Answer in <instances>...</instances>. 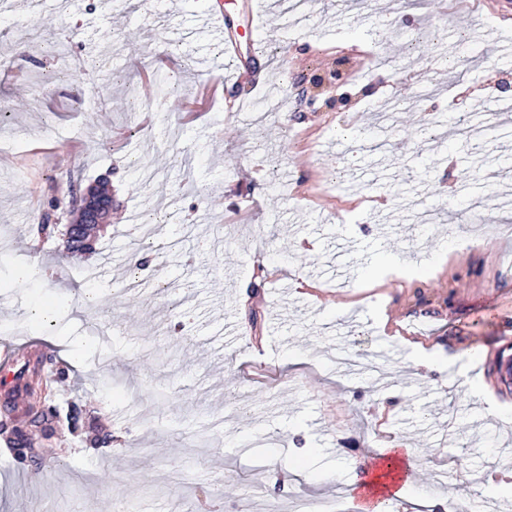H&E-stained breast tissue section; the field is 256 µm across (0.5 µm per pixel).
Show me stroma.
I'll return each mask as SVG.
<instances>
[{
  "label": "stroma",
  "mask_w": 512,
  "mask_h": 512,
  "mask_svg": "<svg viewBox=\"0 0 512 512\" xmlns=\"http://www.w3.org/2000/svg\"><path fill=\"white\" fill-rule=\"evenodd\" d=\"M209 2L42 0L33 40L0 11V340H35L29 381L58 414L35 457L0 444V512H263L334 494L399 443L414 487L483 501L472 472L512 443V128L492 114L512 89V0L461 16L433 0L254 15L256 0H219L224 31L204 35ZM371 53L392 68L332 89L346 107L276 110L292 81ZM160 55L173 94L132 108ZM201 59L245 76H214L188 122ZM460 92L466 140L448 112ZM100 183L112 215L92 255L38 233L70 186ZM152 219L159 247L133 266ZM386 254L408 275L362 288ZM28 264L41 280L19 278ZM412 341L479 351L484 392L427 376ZM340 355L372 368L344 373Z\"/></svg>",
  "instance_id": "stroma-1"
}]
</instances>
